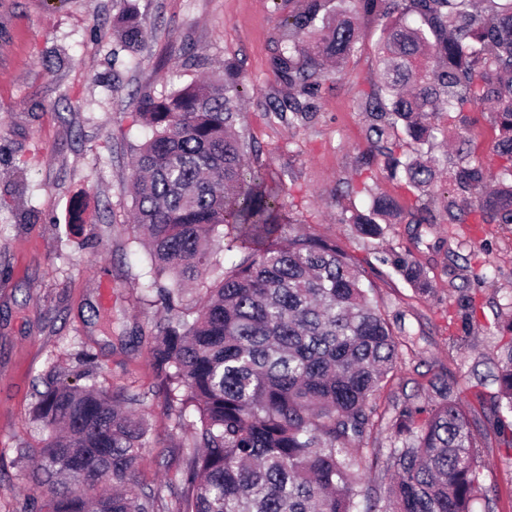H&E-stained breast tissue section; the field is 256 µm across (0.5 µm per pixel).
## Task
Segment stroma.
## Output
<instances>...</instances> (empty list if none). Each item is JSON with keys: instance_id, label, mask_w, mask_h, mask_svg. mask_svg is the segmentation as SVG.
I'll use <instances>...</instances> for the list:
<instances>
[{"instance_id": "1", "label": "stroma", "mask_w": 512, "mask_h": 512, "mask_svg": "<svg viewBox=\"0 0 512 512\" xmlns=\"http://www.w3.org/2000/svg\"><path fill=\"white\" fill-rule=\"evenodd\" d=\"M147 23L141 51L112 35L124 0H0V512H27L30 490L15 463L37 447L31 418L41 379L56 367L69 382L95 384L145 401L151 441L137 468L145 487L162 486V512H177L189 436L175 429L150 349L157 309L143 304L148 261L135 243L133 160L149 135L138 101L239 69L236 130L247 159L283 189L293 234L333 238L372 286L378 308L407 336L402 360L381 390L379 410L426 396L447 374L473 418L489 412L486 379L512 340L497 317L512 302V224L434 225L414 245L412 227L391 225L360 238L348 219L374 195L411 209L416 198L369 151L358 99L376 88L377 36L365 32L341 71L322 78L315 119L291 125L265 105L287 96L271 68L292 0H133ZM64 50L51 62L47 50ZM463 132L490 166L498 128L473 110ZM450 247H441V240ZM412 252L432 291L420 294L385 257ZM476 303L470 331L456 312L459 288ZM505 438L484 424L476 459L486 499L478 512H512V458Z\"/></svg>"}]
</instances>
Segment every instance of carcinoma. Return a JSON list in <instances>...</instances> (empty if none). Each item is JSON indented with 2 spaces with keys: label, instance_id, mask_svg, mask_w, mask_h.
<instances>
[{
  "label": "carcinoma",
  "instance_id": "1",
  "mask_svg": "<svg viewBox=\"0 0 512 512\" xmlns=\"http://www.w3.org/2000/svg\"><path fill=\"white\" fill-rule=\"evenodd\" d=\"M294 0L281 26L284 46L271 64L288 84L270 111L306 123L326 62L341 64L360 16L379 33L382 69L376 90L359 99L369 165L384 158L391 176L417 193L416 239L435 215L464 224H512V0ZM142 18L127 7L113 36L140 47ZM239 73H224L141 102L151 137L136 154L137 236L150 264L147 302L161 309L151 349L169 414L194 439L183 478V512H474L482 491L474 457L477 422L447 380L433 396L394 408L401 446L389 449L386 486L364 482L375 399L400 359L396 333L364 285L362 273L327 237L286 232L285 205L266 173L245 162L235 132ZM479 107L494 114L501 160L475 158L461 129ZM457 129L450 189L436 196L442 170L430 157L397 156V128L417 143ZM397 215L373 196L349 218L358 236L379 239ZM243 258L224 263V252ZM393 269L419 292H431L410 255ZM208 283L202 297L191 285ZM490 396L496 429L512 431V340L502 346ZM32 418L46 437L17 464L39 494L37 512H157L162 488L135 482L151 428L144 398L112 396L70 384L51 369Z\"/></svg>",
  "mask_w": 512,
  "mask_h": 512
}]
</instances>
